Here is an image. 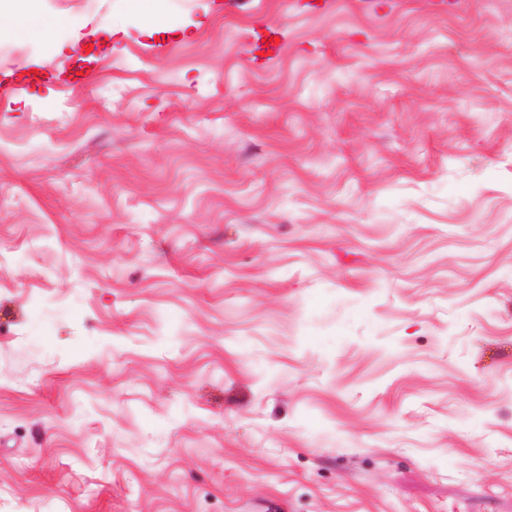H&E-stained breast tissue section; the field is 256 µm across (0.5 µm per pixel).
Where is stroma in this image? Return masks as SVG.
Listing matches in <instances>:
<instances>
[{
  "label": "stroma",
  "mask_w": 512,
  "mask_h": 512,
  "mask_svg": "<svg viewBox=\"0 0 512 512\" xmlns=\"http://www.w3.org/2000/svg\"><path fill=\"white\" fill-rule=\"evenodd\" d=\"M120 5L0 53V512H512V0ZM126 17L138 22L148 36L169 32L159 18L165 10L163 0H125Z\"/></svg>",
  "instance_id": "obj_1"
}]
</instances>
